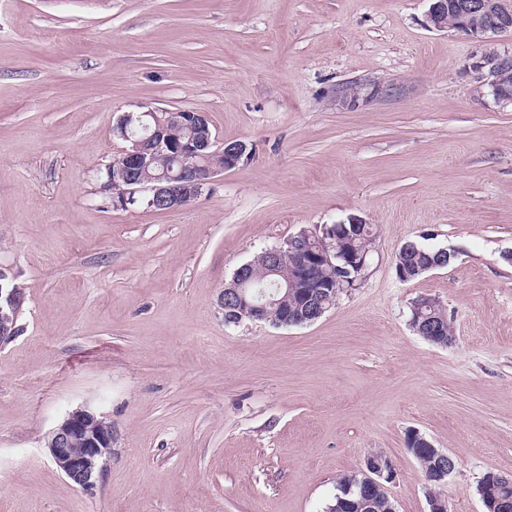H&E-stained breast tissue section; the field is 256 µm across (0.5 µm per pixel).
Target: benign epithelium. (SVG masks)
Masks as SVG:
<instances>
[{
	"mask_svg": "<svg viewBox=\"0 0 512 512\" xmlns=\"http://www.w3.org/2000/svg\"><path fill=\"white\" fill-rule=\"evenodd\" d=\"M429 2L425 26L437 31L448 28V2ZM458 11L463 17L466 35L479 46L473 68L481 73L497 103L512 106V95L503 88L505 79L512 73V48L499 40L501 34L512 31V14L498 10L493 0H463L458 4ZM157 112V108H148L137 116L125 112L118 117L112 133L127 142V146L107 168L111 177L125 184L116 195L119 204L144 203L152 211L166 212L196 199L215 177L238 165L242 153L227 143L222 148L217 146L207 116L193 109L179 110L181 125L188 134L185 139L172 142L164 138L161 129H151ZM159 151L168 157V165L152 176H145ZM330 230L328 225L320 233L303 230L288 238V250L277 247L267 250L269 273L284 276L287 291L309 297L308 289L319 281L321 267H337L348 244L346 240L330 236ZM245 271L246 268H239L224 285L219 303L245 299L248 287ZM5 279V273L0 270L1 343L14 338L16 330L11 320L19 313L25 299L23 289L4 287ZM324 311L322 306H308L304 314L283 318L275 325L312 323ZM426 446L436 459L433 477L446 480L456 470L454 457L430 442ZM47 447L68 479L90 487L99 477L104 462L112 456V421L90 408H77L50 432ZM361 474L363 492L370 487L384 489L396 478L392 461L374 453L365 458Z\"/></svg>",
	"mask_w": 512,
	"mask_h": 512,
	"instance_id": "obj_1",
	"label": "benign epithelium"
}]
</instances>
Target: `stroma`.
<instances>
[{
    "label": "stroma",
    "mask_w": 512,
    "mask_h": 512,
    "mask_svg": "<svg viewBox=\"0 0 512 512\" xmlns=\"http://www.w3.org/2000/svg\"><path fill=\"white\" fill-rule=\"evenodd\" d=\"M428 0H0V270L21 331L0 344V512H325L368 454L395 512H429L418 431L452 454L448 512L512 476V107ZM379 87L346 107V83ZM206 113L248 161L168 212L102 172L116 117ZM374 225L369 267L316 321H224L233 273L301 230ZM414 241L453 252L412 281ZM444 307L453 344L413 331ZM112 422L91 488L46 446L68 412Z\"/></svg>",
    "instance_id": "stroma-1"
}]
</instances>
